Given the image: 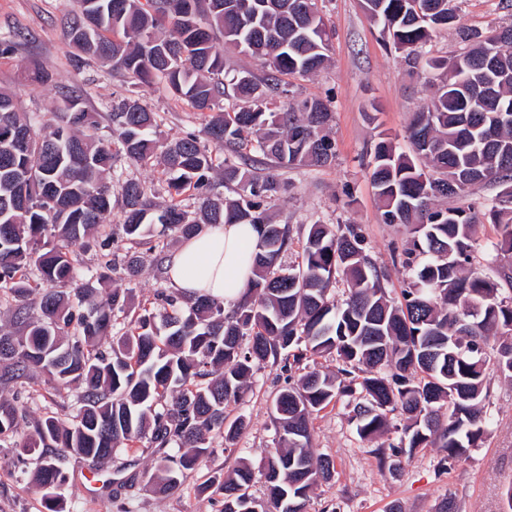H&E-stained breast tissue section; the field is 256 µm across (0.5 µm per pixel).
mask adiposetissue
<instances>
[{"label": "adipose tissue", "instance_id": "adipose-tissue-1", "mask_svg": "<svg viewBox=\"0 0 512 512\" xmlns=\"http://www.w3.org/2000/svg\"><path fill=\"white\" fill-rule=\"evenodd\" d=\"M258 232L250 224H220L183 240L166 260L170 282L181 294H205L232 305L254 276Z\"/></svg>", "mask_w": 512, "mask_h": 512}]
</instances>
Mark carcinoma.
<instances>
[{
    "label": "carcinoma",
    "instance_id": "cac0c4a2",
    "mask_svg": "<svg viewBox=\"0 0 512 512\" xmlns=\"http://www.w3.org/2000/svg\"><path fill=\"white\" fill-rule=\"evenodd\" d=\"M450 2L363 0V7L413 64L446 71L447 61L423 56L436 29L454 18ZM78 3L64 23L71 47L141 83H163L210 115L200 131L168 142L157 113L124 100L112 107V138L104 139L74 90L41 115L19 111L14 94L0 89V303L21 330L0 333V382L21 384L33 367L54 389L77 390L69 422L48 410L20 444L13 439L28 423L26 410L0 401V447L38 455L31 488L49 509L61 502L54 489L69 483L68 454L98 460L145 442L159 454L154 489L178 488L212 453L213 436L229 452L246 430L243 417L229 422L224 410L243 397L254 370L272 362L289 372L309 354H334L342 367L278 390L277 446L264 457L267 498L250 493L254 471L243 462L203 487L222 496V512H306L309 491L336 472L329 457L312 463L311 416L357 389L351 423L362 440L387 429L391 415L401 421L400 442L374 449L392 475L418 448H443V462L452 463L481 447L491 423L488 377L512 378V267H497L491 278L473 266L481 217L499 228L487 262L512 253V122L495 113L512 111V25L465 34L472 46L453 61L457 79L440 81L413 115L411 153L397 151L386 134L375 145L369 178L383 222L410 233L395 259L413 280L393 298L360 225H308L301 261L285 266L290 229L269 215L286 190L269 164L326 166L336 157L330 100L290 102L288 78L329 60L332 31L318 0ZM500 36L497 68L507 79L488 97L485 58ZM226 50L260 61L263 76L228 72ZM24 80L36 88L49 75L32 59ZM114 142L135 163L163 165L175 195L193 189L200 200L195 212L177 203L160 209L141 182L125 181L121 229L130 244L162 255L171 232L185 239L212 224L259 226L255 278L242 300L226 308L163 290L156 308L114 333L118 318L134 312L131 292L109 287L115 239L107 233L98 242L105 254L93 274L82 272L76 254L110 223L105 173ZM214 150L224 153L234 199L208 196ZM479 183L499 187L480 210L468 199ZM448 199L454 204H439ZM122 270L130 280L140 275L137 251H125ZM340 281L348 295L338 303L330 293Z\"/></svg>",
    "mask_w": 512,
    "mask_h": 512
}]
</instances>
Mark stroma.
Instances as JSON below:
<instances>
[{"instance_id":"35a3bbf8","label":"stroma","mask_w":512,"mask_h":512,"mask_svg":"<svg viewBox=\"0 0 512 512\" xmlns=\"http://www.w3.org/2000/svg\"><path fill=\"white\" fill-rule=\"evenodd\" d=\"M324 5L333 32L329 61L323 69L292 78L291 83L295 99H330L329 133L336 142V162L280 169L287 189L273 202L270 213L275 223L292 228V245L284 256L291 264L301 259L308 224L319 220L360 225L367 253L387 271V288L396 294L411 280L410 272L393 257L409 234L406 228L383 223L369 169L380 132L391 134L399 150L409 151L406 127L412 113L428 103L433 88L404 52L385 44L361 0H325ZM452 5L455 19L435 34L428 47L430 56L449 61L463 52L461 31L512 25V7L506 0H452ZM77 9L76 0H0V38L13 45L11 53L0 58V88L14 93L21 111L52 112L60 89L76 86L84 91L86 107L97 113L98 133L104 137L110 134L108 114L113 104L126 98L158 113L163 138H178L204 125V115L175 98L165 84L142 85L94 59L75 57L64 39L62 20ZM32 57L51 76L48 84L36 89L21 77ZM108 179L116 224L123 221L121 186L126 180L140 181L155 204L164 206L172 200L166 177L155 165H137L120 154ZM140 255L141 275L131 282L116 272L111 285L131 289L136 306L147 307L170 281L157 275L154 252L144 249ZM489 383L492 424L485 442L472 449L468 460L446 468L440 465L441 449L420 448L402 457L398 474H389L374 450L398 443L400 432L391 427L373 441H362L350 422L354 397H341L314 413L311 452L334 459L336 473L330 483L311 491L308 512H388L395 503L403 512H436L449 495L455 497L459 512H505L506 493L512 488V380L493 373ZM282 384L279 366L269 363L254 372L243 399L226 411L228 418L241 415L248 422L237 442L238 453H225L221 440H214L213 454L187 471L175 492H154L150 476L157 455L144 446L96 462L67 457L64 467L70 483L61 491L65 512H220V496L207 492L205 486L228 475L242 458L256 474L252 494L263 497L262 459L265 449L275 445L273 400ZM26 388L30 418L42 417L46 407L54 405L59 417L68 419L75 391H55L37 371L29 373ZM37 466L35 456H28L21 469L13 450L0 452V512H48L29 485V474ZM109 481L121 483L118 498H111L106 489Z\"/></svg>"}]
</instances>
